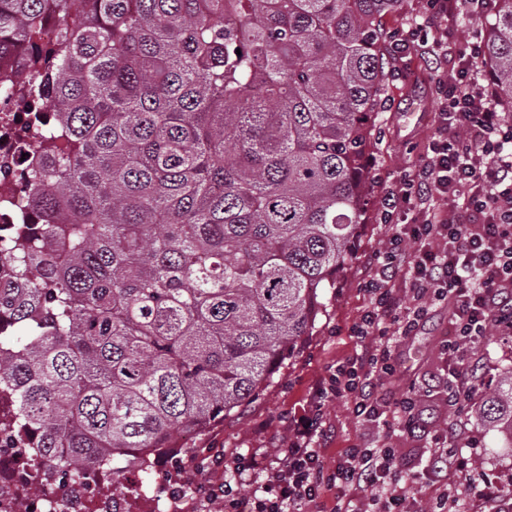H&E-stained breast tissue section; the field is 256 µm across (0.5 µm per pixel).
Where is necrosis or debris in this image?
<instances>
[{
  "instance_id": "4bbe7bcc",
  "label": "necrosis or debris",
  "mask_w": 512,
  "mask_h": 512,
  "mask_svg": "<svg viewBox=\"0 0 512 512\" xmlns=\"http://www.w3.org/2000/svg\"><path fill=\"white\" fill-rule=\"evenodd\" d=\"M24 113L14 111L11 99L0 96V232L16 225L35 223L26 186L17 184L14 173L41 164L32 152L30 138H18ZM122 477L130 489L125 499L110 495L112 471L96 466L69 480L47 475L37 454L26 448H0V512H161L155 496L149 495L138 470L123 467Z\"/></svg>"
}]
</instances>
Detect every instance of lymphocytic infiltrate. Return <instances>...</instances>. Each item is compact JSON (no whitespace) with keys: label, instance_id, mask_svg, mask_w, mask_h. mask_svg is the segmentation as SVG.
Instances as JSON below:
<instances>
[{"label":"lymphocytic infiltrate","instance_id":"lymphocytic-infiltrate-1","mask_svg":"<svg viewBox=\"0 0 512 512\" xmlns=\"http://www.w3.org/2000/svg\"><path fill=\"white\" fill-rule=\"evenodd\" d=\"M488 0H424L422 14L394 43L424 42L434 48L448 40L458 20L479 18ZM485 42L479 36L456 42L454 60L436 58L432 81L441 100L431 155L387 187L380 221L394 225L370 262L365 290L370 306L356 327L361 349L316 389V401L273 454L237 457L235 475L266 472L247 497L202 481L189 485L203 512L220 504L223 512H303L324 491L336 490L331 512H421L414 490L422 479L441 473L453 451L448 436L434 434L407 463L388 441L353 445L326 462L315 437L325 402L349 398L366 421L380 419L373 397L378 382L396 371L394 336H407L429 302L452 304V340L445 349L455 375L467 362L465 345L498 331L512 335V125L506 124L493 85L481 84L476 67ZM405 285L411 305L396 288Z\"/></svg>","mask_w":512,"mask_h":512}]
</instances>
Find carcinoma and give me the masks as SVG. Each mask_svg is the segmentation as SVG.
Segmentation results:
<instances>
[{"label": "carcinoma", "mask_w": 512, "mask_h": 512, "mask_svg": "<svg viewBox=\"0 0 512 512\" xmlns=\"http://www.w3.org/2000/svg\"><path fill=\"white\" fill-rule=\"evenodd\" d=\"M394 2L0 0L15 98L54 113L31 144L39 233L0 241V444L77 477L262 391L352 259ZM488 2L512 108V0ZM476 419L512 436V370Z\"/></svg>", "instance_id": "carcinoma-1"}]
</instances>
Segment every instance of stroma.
<instances>
[{
  "mask_svg": "<svg viewBox=\"0 0 512 512\" xmlns=\"http://www.w3.org/2000/svg\"><path fill=\"white\" fill-rule=\"evenodd\" d=\"M387 104L376 119L372 152L376 162L364 173L369 204L356 240L351 262L340 272L336 285L327 289V306L309 336L303 337L295 356L286 360L268 385L253 400L236 409L201 434H175L171 447L155 455L158 470L144 478L170 486L187 483L194 476L193 465H203L206 481L223 484V469L212 467L215 457L235 458L240 454L280 447L288 438V421L307 407L314 387L357 350L359 340L352 329L370 305L364 289L366 260L380 248L391 232L390 225L378 223L375 203L384 187L391 185L406 168L417 164L429 152L434 133V114L440 101L430 79L433 58L419 47H388ZM414 109L412 122H405L407 109ZM451 305L440 301L412 335L397 337L394 343L398 366L376 391L381 411L415 391L424 394L418 421L435 432L455 430V445L463 462L448 463V492L458 496L461 512H484L473 480L481 478L498 489L512 486V448L504 447L501 436L477 423L472 409L480 405L487 388L512 369V338L488 336L473 345L467 376L472 389L471 410L458 413L441 402L450 379L448 356L442 348L448 338ZM328 433L322 454L333 461L344 448L355 443L374 444L389 440L395 448H413L417 439L399 429H386L373 422L358 421L349 399L327 403Z\"/></svg>",
  "mask_w": 512,
  "mask_h": 512,
  "instance_id": "1",
  "label": "stroma"
}]
</instances>
